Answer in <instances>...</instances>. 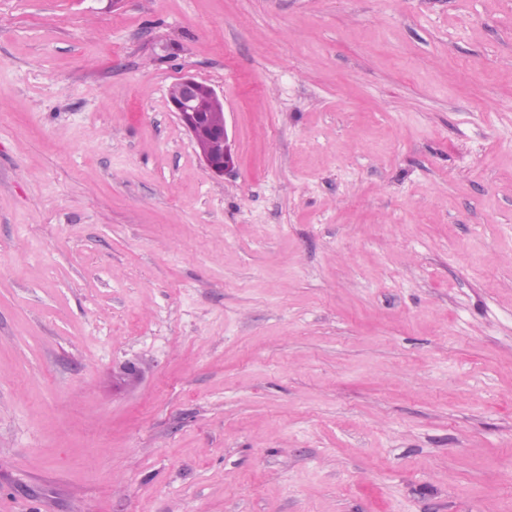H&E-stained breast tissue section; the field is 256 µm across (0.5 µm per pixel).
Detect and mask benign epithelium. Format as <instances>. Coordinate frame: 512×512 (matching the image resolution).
Masks as SVG:
<instances>
[{"instance_id":"7a95c632","label":"benign epithelium","mask_w":512,"mask_h":512,"mask_svg":"<svg viewBox=\"0 0 512 512\" xmlns=\"http://www.w3.org/2000/svg\"><path fill=\"white\" fill-rule=\"evenodd\" d=\"M177 97L171 102L172 111L177 115L182 126L192 139H197L202 127L211 130L212 147L199 150V156L206 170L214 177L220 178L233 171L235 153L229 139L224 113L200 111L202 97L218 108L224 107L223 96L215 88L192 76H185L176 82ZM143 375V368L136 362L128 361L113 373L115 379L126 388H134Z\"/></svg>"}]
</instances>
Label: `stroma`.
<instances>
[{
  "label": "stroma",
  "mask_w": 512,
  "mask_h": 512,
  "mask_svg": "<svg viewBox=\"0 0 512 512\" xmlns=\"http://www.w3.org/2000/svg\"><path fill=\"white\" fill-rule=\"evenodd\" d=\"M0 512H512V0H0ZM175 85L169 89V98L173 99L177 94L174 101H169L172 111L191 135L206 170L213 177H224L235 167V153L224 119L223 96L218 94L213 86L192 76L180 78ZM205 94L214 107L222 109H207L206 112H200L201 99ZM204 126L210 128L212 141V147L206 150L200 149L197 145L198 134Z\"/></svg>",
  "instance_id": "obj_1"
}]
</instances>
